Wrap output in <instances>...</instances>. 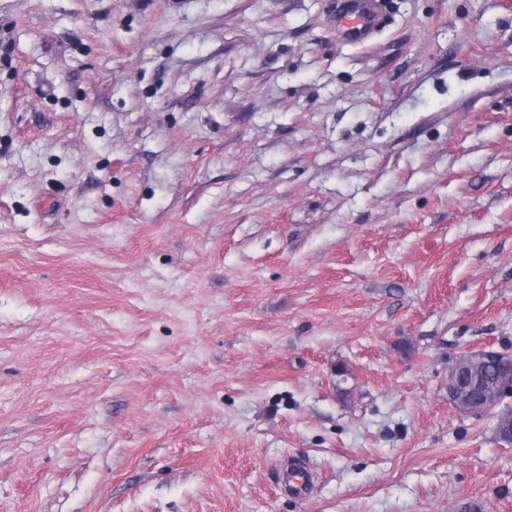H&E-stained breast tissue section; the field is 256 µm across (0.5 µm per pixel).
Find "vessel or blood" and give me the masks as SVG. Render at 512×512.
I'll list each match as a JSON object with an SVG mask.
<instances>
[{"mask_svg":"<svg viewBox=\"0 0 512 512\" xmlns=\"http://www.w3.org/2000/svg\"><path fill=\"white\" fill-rule=\"evenodd\" d=\"M386 0H333L329 21L337 40L366 46L377 40L385 27Z\"/></svg>","mask_w":512,"mask_h":512,"instance_id":"vessel-or-blood-1","label":"vessel or blood"}]
</instances>
